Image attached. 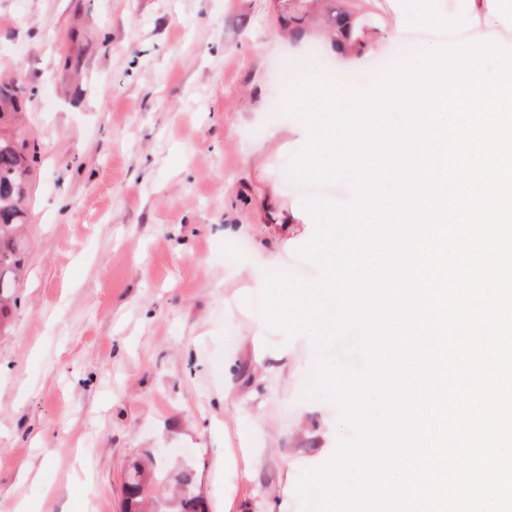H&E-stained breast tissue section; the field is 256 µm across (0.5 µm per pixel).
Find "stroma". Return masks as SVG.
Returning a JSON list of instances; mask_svg holds the SVG:
<instances>
[{"mask_svg":"<svg viewBox=\"0 0 512 512\" xmlns=\"http://www.w3.org/2000/svg\"><path fill=\"white\" fill-rule=\"evenodd\" d=\"M341 6L369 46L354 63L284 36L304 0H0V79L21 71L29 94L4 129L40 145L27 271L0 326V512H124L135 460L160 481L192 468L208 512L280 494L301 512V473L354 436L325 393L302 396L307 337L268 327L254 369L251 284L313 235L283 233L302 189L280 102L296 60L364 91L411 39L453 35L411 25L404 0H320ZM245 448L264 460L249 482Z\"/></svg>","mask_w":512,"mask_h":512,"instance_id":"obj_1","label":"stroma"}]
</instances>
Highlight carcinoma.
I'll list each match as a JSON object with an SVG mask.
<instances>
[{
	"instance_id": "carcinoma-1",
	"label": "carcinoma",
	"mask_w": 512,
	"mask_h": 512,
	"mask_svg": "<svg viewBox=\"0 0 512 512\" xmlns=\"http://www.w3.org/2000/svg\"><path fill=\"white\" fill-rule=\"evenodd\" d=\"M25 93L24 81L0 84V122L9 110L17 109ZM40 158L38 140L18 130L11 135L0 133V323L18 302L15 288L24 268L25 243L19 229L29 215L21 203L29 193L33 167ZM180 491L178 512H206L202 500L194 493L195 475L181 469L173 476ZM150 481L139 462L132 463L124 486L125 512H142Z\"/></svg>"
}]
</instances>
